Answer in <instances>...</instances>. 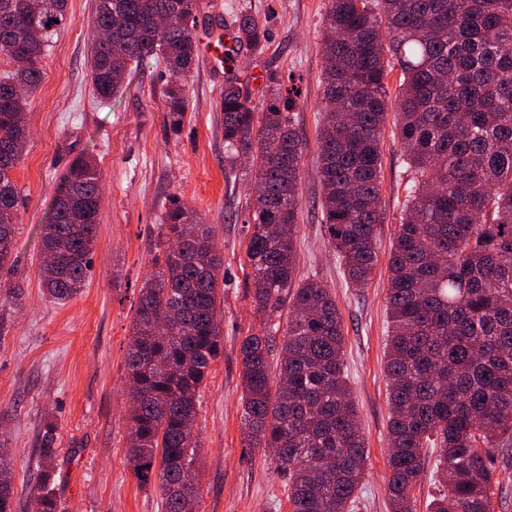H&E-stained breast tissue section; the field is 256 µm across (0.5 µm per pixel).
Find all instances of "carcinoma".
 <instances>
[{"instance_id":"obj_1","label":"carcinoma","mask_w":512,"mask_h":512,"mask_svg":"<svg viewBox=\"0 0 512 512\" xmlns=\"http://www.w3.org/2000/svg\"><path fill=\"white\" fill-rule=\"evenodd\" d=\"M67 0H0V277L21 192L11 173L28 139L24 111L42 78ZM197 0H96L93 90L112 98L130 65L162 60L170 129L188 102L183 81L198 58ZM228 31L260 49L264 27L249 12ZM318 172L323 221L347 280L365 285L377 262L386 78L400 69L395 126L406 163L402 223L387 286L391 334L387 491L392 512H412L413 491L437 454L432 512H494L493 479L512 463V0H328L324 16ZM272 103L252 106L224 58V146L241 156L255 191L246 256L266 327L240 345L249 446L270 448L288 479L292 512H350L368 456L344 374L336 297L296 278L302 141L296 100L275 78ZM103 193L101 173L77 158L42 231L41 287L65 302L91 268ZM154 263L140 288L125 367L133 393L129 460L141 483L157 478L165 512H198L194 431L199 389L224 351L216 300L222 260L208 225L174 198ZM290 304L286 325L279 318ZM33 512H56L55 425H45ZM11 461L0 453V512H13Z\"/></svg>"}]
</instances>
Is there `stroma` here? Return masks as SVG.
<instances>
[{"label":"stroma","mask_w":512,"mask_h":512,"mask_svg":"<svg viewBox=\"0 0 512 512\" xmlns=\"http://www.w3.org/2000/svg\"><path fill=\"white\" fill-rule=\"evenodd\" d=\"M326 4L198 0L194 33L205 42L212 14L228 23L238 11L251 12L266 28L265 45L236 50L234 58L253 105L266 107L271 78H292L300 91L291 111L305 155L296 270L331 289L344 324V369L368 454L351 512H390L387 264L402 221L405 157L393 125H386L378 262L367 285H352L322 222L316 168ZM93 11L94 0H68L66 24L51 40L42 81L28 99L30 137L13 171L23 203L10 280L20 296L0 292V448L13 461L14 512H29V490L39 478L40 431L48 421L56 425L57 512H164L157 485H140L128 460L125 357L133 309L159 254L165 207L175 197L211 226L224 255V288L217 298L224 354L201 388L195 421L200 512H291L272 450L248 447L242 425L239 349L263 317L254 306L246 256L254 184L246 160L237 161L234 176L224 173V72L199 56L184 83L189 107L176 135L167 123L168 74L159 59L142 61L116 97L98 100L87 64ZM83 155L96 161L104 183L97 242L83 291L57 303L40 286L42 228L60 183Z\"/></svg>","instance_id":"obj_1"}]
</instances>
